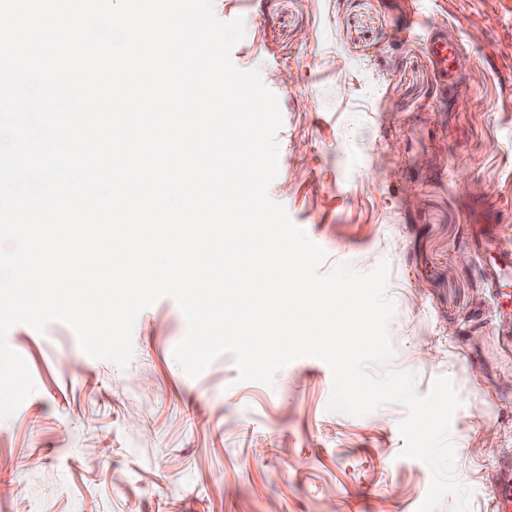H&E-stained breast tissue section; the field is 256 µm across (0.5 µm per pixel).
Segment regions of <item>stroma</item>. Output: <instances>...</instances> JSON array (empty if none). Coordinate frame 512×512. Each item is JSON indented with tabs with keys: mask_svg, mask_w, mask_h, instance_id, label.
Listing matches in <instances>:
<instances>
[{
	"mask_svg": "<svg viewBox=\"0 0 512 512\" xmlns=\"http://www.w3.org/2000/svg\"><path fill=\"white\" fill-rule=\"evenodd\" d=\"M244 18L231 52L259 70L282 126L270 197L326 252L328 274L388 261L389 367L463 401L456 476L489 512L512 456V343L484 265L512 238V0H213ZM460 44L453 88L427 55ZM187 329L170 298L138 316L126 368L85 359L61 322L18 324L8 345L35 389L0 420V512H417L431 473L402 457L403 407L327 409L329 367L301 358L273 386L232 355L199 377L174 358Z\"/></svg>",
	"mask_w": 512,
	"mask_h": 512,
	"instance_id": "stroma-1",
	"label": "stroma"
}]
</instances>
